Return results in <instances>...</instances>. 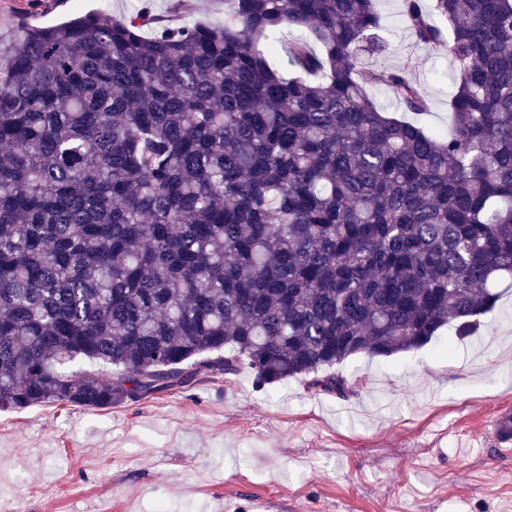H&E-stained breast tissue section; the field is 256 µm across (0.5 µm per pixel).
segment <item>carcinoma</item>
Instances as JSON below:
<instances>
[{
    "mask_svg": "<svg viewBox=\"0 0 512 512\" xmlns=\"http://www.w3.org/2000/svg\"><path fill=\"white\" fill-rule=\"evenodd\" d=\"M190 7L28 26L0 68V409L243 365L346 398L320 370L468 336L512 288V0H401L454 67L446 134L372 98L429 108L410 63L366 64L389 50L376 0ZM192 9L186 16L202 22L224 21V0H189Z\"/></svg>",
    "mask_w": 512,
    "mask_h": 512,
    "instance_id": "obj_1",
    "label": "carcinoma"
}]
</instances>
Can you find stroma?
Instances as JSON below:
<instances>
[{
	"instance_id": "obj_1",
	"label": "stroma",
	"mask_w": 512,
	"mask_h": 512,
	"mask_svg": "<svg viewBox=\"0 0 512 512\" xmlns=\"http://www.w3.org/2000/svg\"><path fill=\"white\" fill-rule=\"evenodd\" d=\"M169 0H0V61L25 23ZM391 45L372 66L411 59L429 100L421 121L450 128L454 69L444 47L418 48L399 0H380ZM357 384L340 399L288 379L258 387L249 368L107 409H0V512H512V456L486 422L512 403V291L477 334L442 331L388 358L335 365Z\"/></svg>"
}]
</instances>
